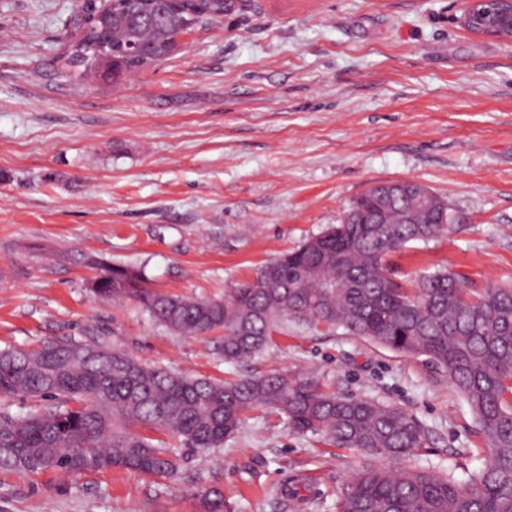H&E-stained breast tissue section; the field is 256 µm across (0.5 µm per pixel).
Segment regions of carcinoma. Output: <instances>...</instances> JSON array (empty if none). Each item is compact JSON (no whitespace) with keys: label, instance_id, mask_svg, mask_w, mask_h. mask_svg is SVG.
Listing matches in <instances>:
<instances>
[{"label":"carcinoma","instance_id":"1","mask_svg":"<svg viewBox=\"0 0 512 512\" xmlns=\"http://www.w3.org/2000/svg\"><path fill=\"white\" fill-rule=\"evenodd\" d=\"M236 6L112 0L79 24L60 60L79 78L141 74L165 59L164 45L174 36ZM450 228L444 198L423 202L418 184L405 181L387 202L366 190L350 203L344 223L260 266L225 289L222 300L154 290L130 266H100L91 290L101 299L136 302L169 332L223 330L228 361L259 355L288 319L338 325L396 353L425 357L467 401L490 447L487 465L467 479L420 464L389 467L424 455L430 442L398 406L328 392L303 375L192 378L141 363L106 336L91 339L94 357H73L83 341L66 336L30 350H0V396L33 402L0 413V469L169 477L178 469L174 445L219 448L245 413L261 408L285 415L301 434L321 435L367 459L340 487L337 512H512V285L472 288L468 276L450 269L397 281L389 267L391 254ZM200 499L203 512H238L218 487L201 491Z\"/></svg>","mask_w":512,"mask_h":512}]
</instances>
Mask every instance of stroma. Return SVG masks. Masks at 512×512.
<instances>
[{
    "mask_svg": "<svg viewBox=\"0 0 512 512\" xmlns=\"http://www.w3.org/2000/svg\"><path fill=\"white\" fill-rule=\"evenodd\" d=\"M82 5L0 0V349L97 333L190 376L303 373L415 416L422 465L460 480L484 467L468 403L424 357L291 320L228 362L221 332L173 334L99 300L87 260L220 299L367 188L411 180L444 197L453 229L394 254L401 278L446 267L512 284V42L464 30L461 0H247L143 74L77 80L58 58ZM177 455L171 477L0 470V512H202L211 486L242 512H336L365 462L263 409L223 447Z\"/></svg>",
    "mask_w": 512,
    "mask_h": 512,
    "instance_id": "obj_1",
    "label": "stroma"
}]
</instances>
